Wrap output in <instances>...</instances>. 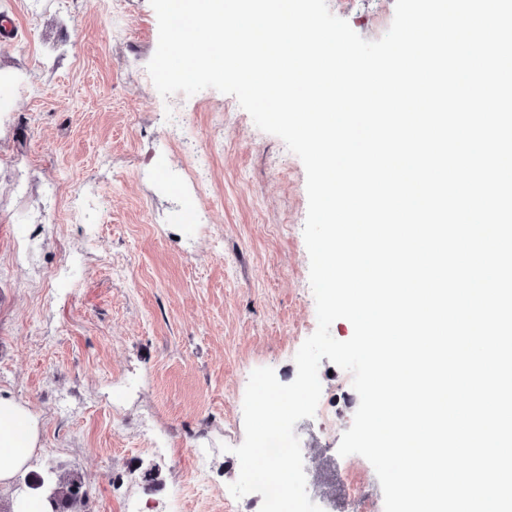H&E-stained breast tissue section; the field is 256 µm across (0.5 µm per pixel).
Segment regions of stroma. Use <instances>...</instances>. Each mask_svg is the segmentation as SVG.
<instances>
[{"instance_id":"1","label":"stroma","mask_w":512,"mask_h":512,"mask_svg":"<svg viewBox=\"0 0 512 512\" xmlns=\"http://www.w3.org/2000/svg\"><path fill=\"white\" fill-rule=\"evenodd\" d=\"M327 4L367 40L395 10ZM1 18L19 37L0 41V396L36 423L29 470L80 477L91 512H260L229 491L232 449L251 372L292 382L317 328L302 161L234 96H160L150 0H0ZM319 378L295 425L311 501L356 512L355 477L383 505L369 461L338 453L351 374L325 358Z\"/></svg>"}]
</instances>
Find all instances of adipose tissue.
Instances as JSON below:
<instances>
[{"label": "adipose tissue", "mask_w": 512, "mask_h": 512, "mask_svg": "<svg viewBox=\"0 0 512 512\" xmlns=\"http://www.w3.org/2000/svg\"><path fill=\"white\" fill-rule=\"evenodd\" d=\"M37 429L27 410L0 397V487L11 484L35 450Z\"/></svg>", "instance_id": "obj_1"}]
</instances>
